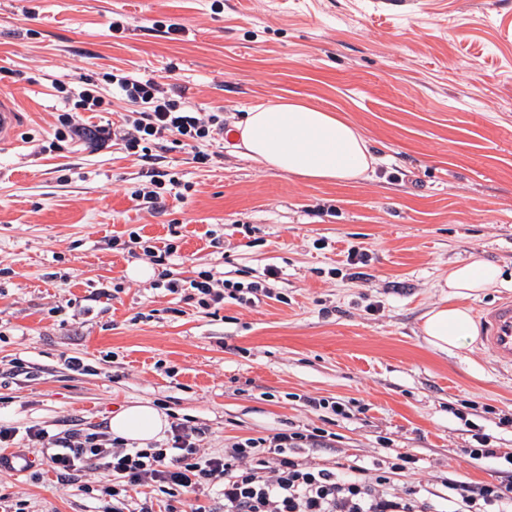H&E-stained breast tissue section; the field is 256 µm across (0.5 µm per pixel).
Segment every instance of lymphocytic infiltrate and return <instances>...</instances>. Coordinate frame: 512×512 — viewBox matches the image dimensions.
<instances>
[{
    "mask_svg": "<svg viewBox=\"0 0 512 512\" xmlns=\"http://www.w3.org/2000/svg\"><path fill=\"white\" fill-rule=\"evenodd\" d=\"M110 80L120 98L136 104V111L124 115L115 128L88 131L83 113L101 111L104 100L91 76L74 72L65 98L72 110L63 115L56 139L116 138L129 154L144 158L169 137L191 149L195 163L212 164L215 155L206 145L223 133V115L188 108L179 95L151 78L114 74ZM175 252L168 244L147 254L162 268L161 287L182 300L208 310L227 299L252 306L271 295L260 283L246 288L211 269L185 279L173 277L166 264ZM203 435V428L174 421L165 439L137 448L103 432L58 435L31 426L21 434L1 424L0 447H13L21 436L27 444L45 448L47 466L64 482L76 481L86 467L106 471L108 479L99 491L110 497L112 512H152L148 505H132L131 493L141 487L165 495L167 512H512V451L491 447L488 434L481 432L474 435L476 447L463 454L497 460L499 482H474L452 473L443 493L423 485L399 488L394 475L415 469L417 463L406 453L392 454L385 466L355 464L343 472L299 459V449L325 443L328 434L320 428L291 427L268 438H240L220 454L203 448Z\"/></svg>",
    "mask_w": 512,
    "mask_h": 512,
    "instance_id": "obj_1",
    "label": "lymphocytic infiltrate"
}]
</instances>
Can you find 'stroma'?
Listing matches in <instances>:
<instances>
[{
  "label": "stroma",
  "instance_id": "stroma-1",
  "mask_svg": "<svg viewBox=\"0 0 512 512\" xmlns=\"http://www.w3.org/2000/svg\"><path fill=\"white\" fill-rule=\"evenodd\" d=\"M127 28L112 33V19ZM178 22L183 40L164 26ZM93 76L121 124L131 102L108 73L170 84L224 115L211 166L169 142L150 158L121 140L94 151L54 142L73 67ZM26 118L0 151V421L18 430L100 431L148 403L205 427L220 453L288 427L335 433L313 463L372 466L380 438L419 461L405 485L449 472L498 479V463L460 451L471 429L512 449V378L477 340L432 350L424 313L472 253L512 274V0H0V91ZM307 100L356 124L380 163L356 183L266 169L231 133L248 108ZM154 175L184 198L130 195ZM219 237L220 247L210 244ZM174 244V277L217 268L249 283L277 268L273 298L209 314L151 280L143 249ZM365 250L353 275L349 247ZM88 369L69 370V357ZM339 401L340 417L306 397ZM509 425H502V418ZM35 462L0 473L25 512H107L108 498L64 485Z\"/></svg>",
  "mask_w": 512,
  "mask_h": 512
}]
</instances>
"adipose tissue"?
Returning <instances> with one entry per match:
<instances>
[{"label": "adipose tissue", "instance_id": "1", "mask_svg": "<svg viewBox=\"0 0 512 512\" xmlns=\"http://www.w3.org/2000/svg\"><path fill=\"white\" fill-rule=\"evenodd\" d=\"M239 130L248 156L266 168L305 180H366L377 162L358 126L299 98L250 108ZM443 285L452 302L425 313L423 332L433 350L448 353L477 334L473 314L461 306V299L490 288H512V279L504 278L496 264L474 254L466 264L451 268ZM167 426L164 415L147 403L125 407L110 422L115 436L141 447Z\"/></svg>", "mask_w": 512, "mask_h": 512}]
</instances>
